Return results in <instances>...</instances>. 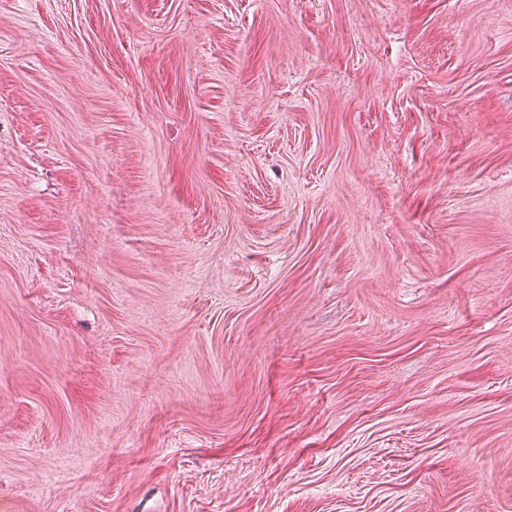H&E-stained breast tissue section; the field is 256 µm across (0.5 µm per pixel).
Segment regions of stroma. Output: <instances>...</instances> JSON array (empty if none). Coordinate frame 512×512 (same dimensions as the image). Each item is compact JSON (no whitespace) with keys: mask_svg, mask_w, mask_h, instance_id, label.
<instances>
[{"mask_svg":"<svg viewBox=\"0 0 512 512\" xmlns=\"http://www.w3.org/2000/svg\"><path fill=\"white\" fill-rule=\"evenodd\" d=\"M0 512H512V0H0Z\"/></svg>","mask_w":512,"mask_h":512,"instance_id":"1","label":"stroma"}]
</instances>
